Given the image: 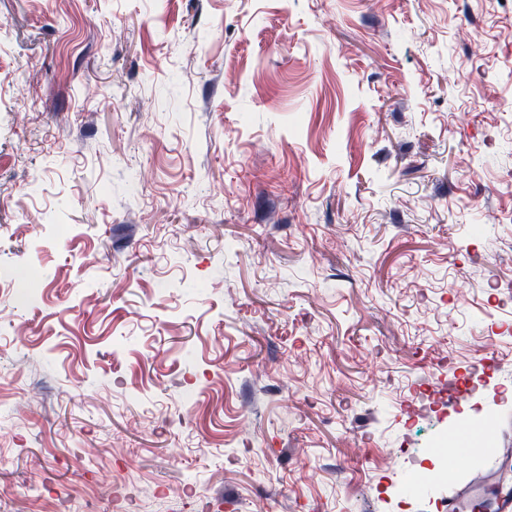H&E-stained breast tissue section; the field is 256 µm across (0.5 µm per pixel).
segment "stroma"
Listing matches in <instances>:
<instances>
[{
    "instance_id": "stroma-1",
    "label": "stroma",
    "mask_w": 512,
    "mask_h": 512,
    "mask_svg": "<svg viewBox=\"0 0 512 512\" xmlns=\"http://www.w3.org/2000/svg\"><path fill=\"white\" fill-rule=\"evenodd\" d=\"M510 27L0 0V512H512ZM481 356L490 448L422 489Z\"/></svg>"
}]
</instances>
